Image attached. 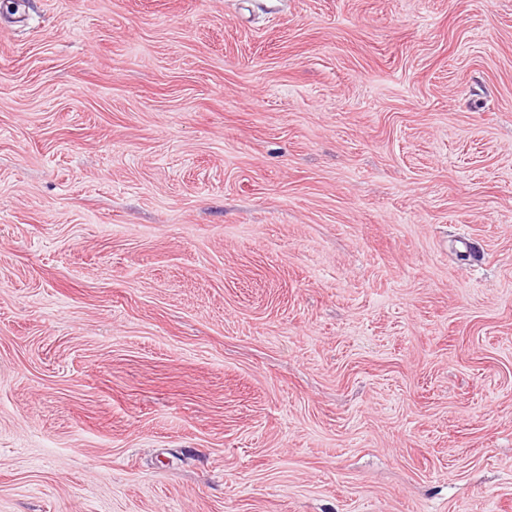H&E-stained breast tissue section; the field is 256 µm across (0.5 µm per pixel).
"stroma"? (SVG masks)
Segmentation results:
<instances>
[{
    "instance_id": "stroma-1",
    "label": "stroma",
    "mask_w": 512,
    "mask_h": 512,
    "mask_svg": "<svg viewBox=\"0 0 512 512\" xmlns=\"http://www.w3.org/2000/svg\"><path fill=\"white\" fill-rule=\"evenodd\" d=\"M0 512H512V0H0Z\"/></svg>"
}]
</instances>
